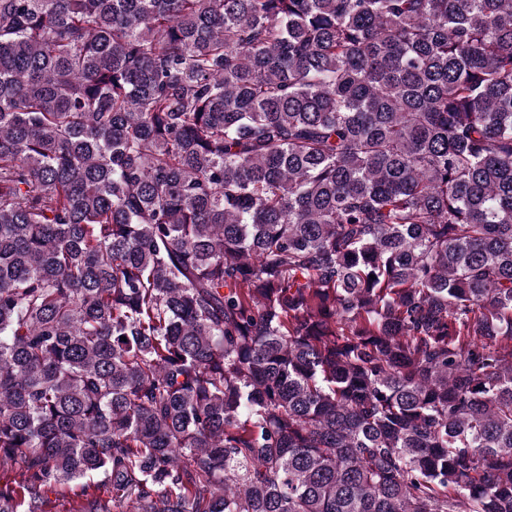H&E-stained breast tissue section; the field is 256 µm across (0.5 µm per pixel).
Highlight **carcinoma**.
I'll use <instances>...</instances> for the list:
<instances>
[{
  "label": "carcinoma",
  "mask_w": 512,
  "mask_h": 512,
  "mask_svg": "<svg viewBox=\"0 0 512 512\" xmlns=\"http://www.w3.org/2000/svg\"><path fill=\"white\" fill-rule=\"evenodd\" d=\"M1 460L512 512V0H0Z\"/></svg>",
  "instance_id": "cac0c4a2"
}]
</instances>
